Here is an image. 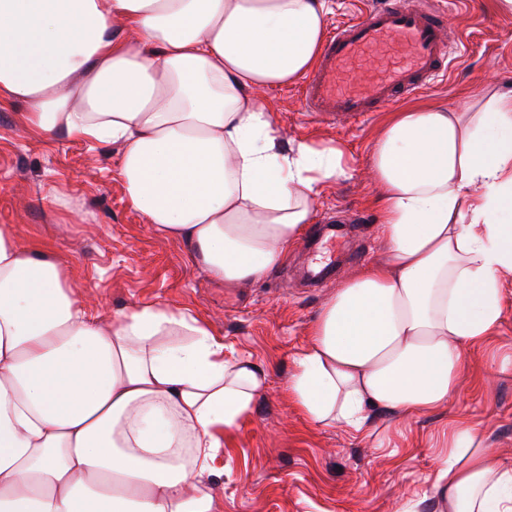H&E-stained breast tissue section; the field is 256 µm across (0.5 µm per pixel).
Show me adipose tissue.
Listing matches in <instances>:
<instances>
[{"label": "adipose tissue", "instance_id": "ef3b65f1", "mask_svg": "<svg viewBox=\"0 0 512 512\" xmlns=\"http://www.w3.org/2000/svg\"><path fill=\"white\" fill-rule=\"evenodd\" d=\"M328 0H0V104L31 133L122 148L130 205L234 288L312 223L342 155L283 150L256 90L315 65ZM386 263L323 304L286 386L358 434L447 406L512 272V92L394 113L370 158ZM268 386L162 302L92 312L64 263L0 225V512H215L219 448ZM435 512H512V463L464 419L438 436Z\"/></svg>", "mask_w": 512, "mask_h": 512}]
</instances>
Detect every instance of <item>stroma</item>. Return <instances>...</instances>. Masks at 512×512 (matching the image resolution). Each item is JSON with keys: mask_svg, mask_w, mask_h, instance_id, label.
Wrapping results in <instances>:
<instances>
[{"mask_svg": "<svg viewBox=\"0 0 512 512\" xmlns=\"http://www.w3.org/2000/svg\"><path fill=\"white\" fill-rule=\"evenodd\" d=\"M437 2L462 42L446 77L412 104L453 106L486 88L512 91V14L499 12L495 0ZM300 89L296 82L259 95L283 149L303 141L339 148L345 173L324 184L313 224L259 284L226 287L194 266L180 241L157 234L127 200L120 146L32 135L16 106L0 107V224L66 263L97 311L155 301L188 310L212 323L226 353L267 374L266 391L212 464L218 512H400L410 500L433 512L424 478L433 466L431 444L449 421L468 418L487 447L512 462V367L485 348L467 351L446 408L407 422L375 416V432L391 436L387 453L371 437L305 422L289 402L288 379L324 300L387 253L369 162L389 112L325 120L303 110Z\"/></svg>", "mask_w": 512, "mask_h": 512, "instance_id": "obj_1", "label": "stroma"}]
</instances>
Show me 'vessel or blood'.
I'll return each mask as SVG.
<instances>
[{"instance_id":"1","label":"vessel or blood","mask_w":512,"mask_h":512,"mask_svg":"<svg viewBox=\"0 0 512 512\" xmlns=\"http://www.w3.org/2000/svg\"><path fill=\"white\" fill-rule=\"evenodd\" d=\"M443 9L431 0H374L361 17L339 24L305 82V111L330 117L379 112L444 78L456 36H445ZM392 47L403 62L383 75L360 79L352 65L371 51Z\"/></svg>"}]
</instances>
